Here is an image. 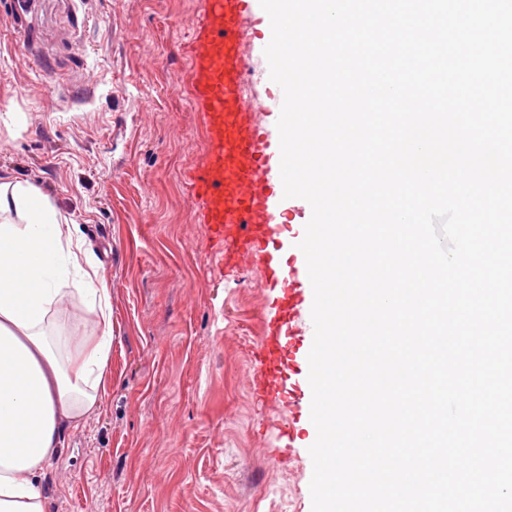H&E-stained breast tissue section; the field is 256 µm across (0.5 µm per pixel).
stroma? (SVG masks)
<instances>
[{
	"label": "stroma",
	"mask_w": 512,
	"mask_h": 512,
	"mask_svg": "<svg viewBox=\"0 0 512 512\" xmlns=\"http://www.w3.org/2000/svg\"><path fill=\"white\" fill-rule=\"evenodd\" d=\"M202 0H0V177L79 227L112 295L100 410L67 428L41 486L52 512H312L300 408L251 384L275 293L222 269L186 171L203 155L185 44Z\"/></svg>",
	"instance_id": "35a3bbf8"
}]
</instances>
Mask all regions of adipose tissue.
<instances>
[{
    "label": "adipose tissue",
    "mask_w": 512,
    "mask_h": 512,
    "mask_svg": "<svg viewBox=\"0 0 512 512\" xmlns=\"http://www.w3.org/2000/svg\"><path fill=\"white\" fill-rule=\"evenodd\" d=\"M70 294L89 299L95 335L50 326ZM111 347V294L77 225L36 185L0 177V512H50L38 478L64 430L98 410Z\"/></svg>",
    "instance_id": "ef3b65f1"
}]
</instances>
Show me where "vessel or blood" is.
<instances>
[{
	"label": "vessel or blood",
	"mask_w": 512,
	"mask_h": 512,
	"mask_svg": "<svg viewBox=\"0 0 512 512\" xmlns=\"http://www.w3.org/2000/svg\"><path fill=\"white\" fill-rule=\"evenodd\" d=\"M256 0H203L190 35V102L203 119L205 153L192 175L197 221L216 247L222 268L258 259L277 306L260 341L252 382L273 405L292 397L293 376L308 372L309 349L297 316L306 302L298 286L303 230L289 225L280 147L257 112V90L246 89L245 21Z\"/></svg>",
	"instance_id": "1"
}]
</instances>
